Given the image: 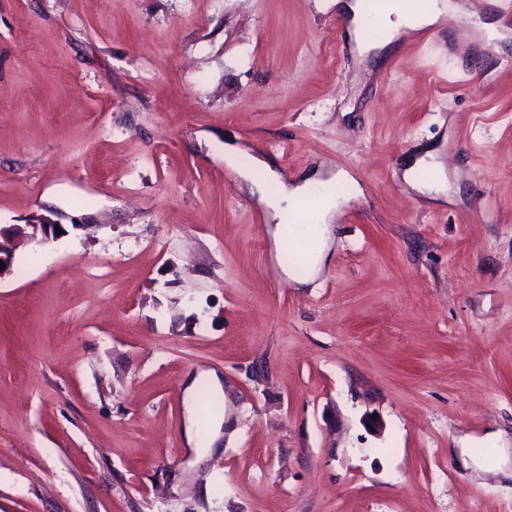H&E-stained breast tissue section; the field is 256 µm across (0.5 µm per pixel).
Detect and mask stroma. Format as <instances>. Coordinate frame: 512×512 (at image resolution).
Returning <instances> with one entry per match:
<instances>
[{"mask_svg":"<svg viewBox=\"0 0 512 512\" xmlns=\"http://www.w3.org/2000/svg\"><path fill=\"white\" fill-rule=\"evenodd\" d=\"M334 0H0V512H512V37L381 65ZM481 69V82L468 72ZM353 186L316 279L225 143ZM437 151L446 187L402 180ZM224 423L185 442L187 380ZM56 226L59 225L41 220L39 224H13L8 228L0 227V260L4 263V269L0 270V276L10 269L13 258L5 241L21 238L30 243L43 244L56 236Z\"/></svg>","mask_w":512,"mask_h":512,"instance_id":"obj_1","label":"stroma"}]
</instances>
